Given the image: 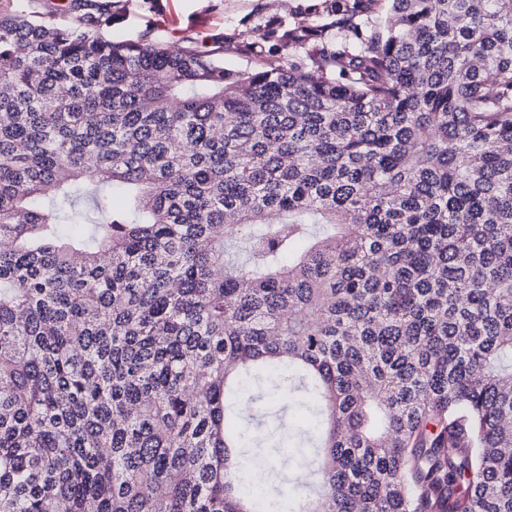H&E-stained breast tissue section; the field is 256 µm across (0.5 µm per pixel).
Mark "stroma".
Wrapping results in <instances>:
<instances>
[{"mask_svg":"<svg viewBox=\"0 0 512 512\" xmlns=\"http://www.w3.org/2000/svg\"><path fill=\"white\" fill-rule=\"evenodd\" d=\"M318 4L319 0H121L112 37L135 40L149 31L173 51L194 38L209 48L223 49L225 69L236 71L254 62L245 49L250 42L291 57L294 50L285 45L283 32L296 19L312 14Z\"/></svg>","mask_w":512,"mask_h":512,"instance_id":"1","label":"stroma"}]
</instances>
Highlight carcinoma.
<instances>
[{"label": "carcinoma", "instance_id": "1", "mask_svg": "<svg viewBox=\"0 0 512 512\" xmlns=\"http://www.w3.org/2000/svg\"><path fill=\"white\" fill-rule=\"evenodd\" d=\"M336 2L233 72L0 7V512H512V0Z\"/></svg>", "mask_w": 512, "mask_h": 512}]
</instances>
